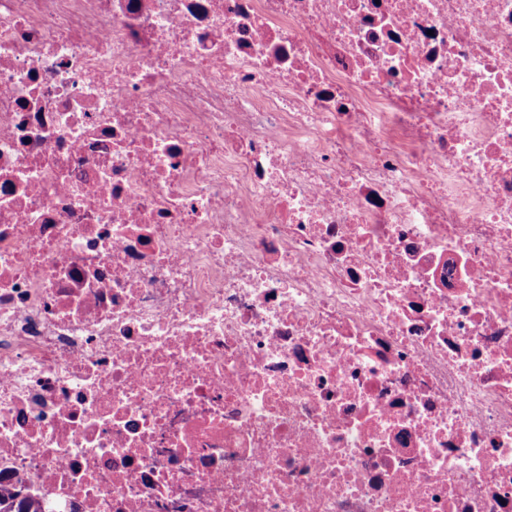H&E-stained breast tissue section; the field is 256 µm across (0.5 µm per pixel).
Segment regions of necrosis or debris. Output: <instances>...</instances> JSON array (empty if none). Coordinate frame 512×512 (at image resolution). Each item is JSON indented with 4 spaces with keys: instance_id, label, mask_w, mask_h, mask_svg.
I'll use <instances>...</instances> for the list:
<instances>
[{
    "instance_id": "necrosis-or-debris-1",
    "label": "necrosis or debris",
    "mask_w": 512,
    "mask_h": 512,
    "mask_svg": "<svg viewBox=\"0 0 512 512\" xmlns=\"http://www.w3.org/2000/svg\"><path fill=\"white\" fill-rule=\"evenodd\" d=\"M0 485L512 512V0H0Z\"/></svg>"
}]
</instances>
